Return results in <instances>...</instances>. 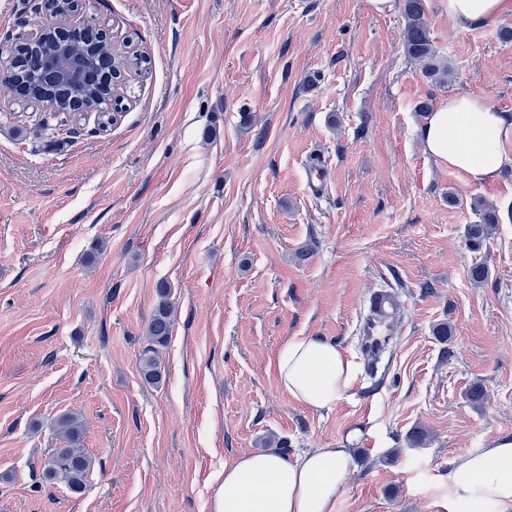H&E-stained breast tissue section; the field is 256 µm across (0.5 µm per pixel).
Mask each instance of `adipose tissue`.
I'll return each instance as SVG.
<instances>
[{
  "label": "adipose tissue",
  "instance_id": "adipose-tissue-1",
  "mask_svg": "<svg viewBox=\"0 0 512 512\" xmlns=\"http://www.w3.org/2000/svg\"><path fill=\"white\" fill-rule=\"evenodd\" d=\"M420 134L426 154L471 182L512 167V154L501 149L512 138V114L476 97H448L427 113ZM276 365L284 391L317 412L333 407L356 378L353 360L316 336L287 340ZM351 465L346 448H312L293 462L276 452L242 455L224 467L214 512H336ZM450 487L457 512H512V437L456 459Z\"/></svg>",
  "mask_w": 512,
  "mask_h": 512
}]
</instances>
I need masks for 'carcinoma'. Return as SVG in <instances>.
I'll list each match as a JSON object with an SVG mask.
<instances>
[{"mask_svg": "<svg viewBox=\"0 0 512 512\" xmlns=\"http://www.w3.org/2000/svg\"><path fill=\"white\" fill-rule=\"evenodd\" d=\"M402 15L404 28L402 31V46L405 55L420 66L424 76L436 83L444 82L449 74L448 65L441 59L436 51L430 35L425 0H402ZM97 29H91V35L77 42L79 49L86 51L95 49L98 55L104 57L103 63L95 68L89 77L91 85L83 91L76 92L71 88L59 84L52 76L44 71L42 57L52 51L53 41L46 39L34 47H27L21 43L15 44L14 51L17 65L9 72L0 75V85L6 89H13L19 81L43 90H52L51 96L67 101L74 100L85 94H104V85L98 80L103 70L130 69L136 72L148 70L150 60L141 52L131 54H116L106 57V51L100 41L94 36ZM475 211L479 212L480 221L468 228V240L475 247H480L491 234L494 227L500 223L498 209L480 200L472 203ZM158 304L145 328V343L141 347L138 358L140 374L145 383L158 385L163 381L161 370L162 349L166 346L174 325V310L169 300L170 286L161 281L156 286ZM55 433L69 444L67 448H58L54 452L45 478L58 479L69 487L74 493L84 489L86 478L94 466V459L82 448L84 424L78 413L71 411L60 415L54 421Z\"/></svg>", "mask_w": 512, "mask_h": 512, "instance_id": "cac0c4a2", "label": "carcinoma"}]
</instances>
